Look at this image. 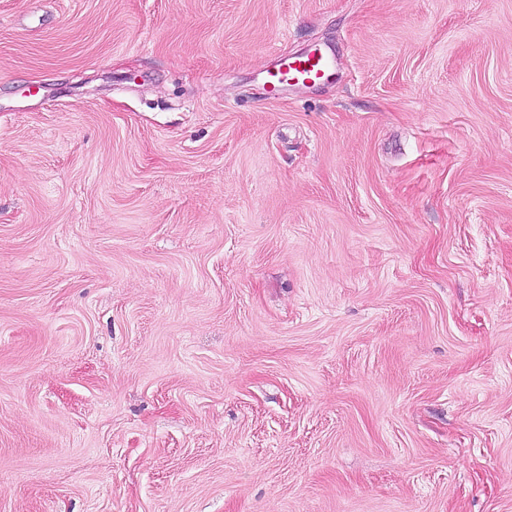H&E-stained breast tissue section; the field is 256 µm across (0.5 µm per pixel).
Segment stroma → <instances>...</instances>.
<instances>
[{
	"label": "stroma",
	"instance_id": "stroma-1",
	"mask_svg": "<svg viewBox=\"0 0 512 512\" xmlns=\"http://www.w3.org/2000/svg\"><path fill=\"white\" fill-rule=\"evenodd\" d=\"M0 512H512V0H0ZM331 57L320 49L313 50L305 55L283 61L275 72H267L271 93L274 94L280 84L290 81L302 83H316L332 71Z\"/></svg>",
	"mask_w": 512,
	"mask_h": 512
}]
</instances>
